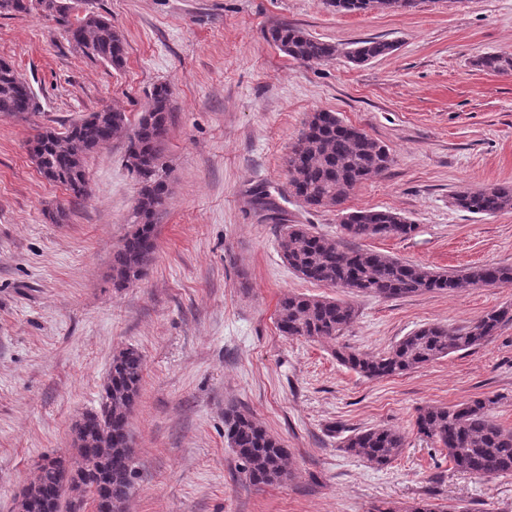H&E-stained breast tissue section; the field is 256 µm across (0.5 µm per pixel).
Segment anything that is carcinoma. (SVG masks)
<instances>
[{
    "label": "carcinoma",
    "mask_w": 512,
    "mask_h": 512,
    "mask_svg": "<svg viewBox=\"0 0 512 512\" xmlns=\"http://www.w3.org/2000/svg\"><path fill=\"white\" fill-rule=\"evenodd\" d=\"M0 0V15L35 13L51 19L66 34L68 43L93 63L119 67L124 61V35L104 15L89 11L74 16L75 2L59 0ZM338 12L404 11L416 0H329ZM270 40L294 60L324 62L340 54L331 43L298 27L284 25L270 32ZM392 42L362 40L345 52L355 64L386 56ZM475 66L493 73L512 72V56L486 54ZM173 92L168 84L154 87L146 111L133 136L127 139L126 163L139 182L132 213L133 230L112 253V286L126 288L142 280L158 251L155 218L169 199L167 171L161 146L168 135ZM32 92L14 68L0 62V112L17 115L32 111ZM126 130L125 113L104 108L71 124L63 132L44 128L35 136L32 160L48 181L63 186L80 199L91 192L86 158ZM389 149L362 129L347 124L329 111L310 113L286 165L292 194L313 209L342 204L355 187L383 174L391 165ZM455 207L476 215L512 211V185L464 187L452 194ZM344 233L362 240L375 236L405 238L414 231L406 218L390 210L341 212ZM284 261L302 279L351 295L373 294L397 298L431 291L459 292L465 288L511 287L512 266L483 264L440 272L402 262L368 249H347L314 234L307 224H288L280 237ZM355 306L345 300L289 294L279 303L277 329L285 337L334 340L356 320ZM512 322V310L503 307L477 321L450 331L441 324L424 325L403 337L389 351L367 355L343 346L336 358L369 379L405 374L451 353L476 348ZM144 358L126 347L112 355L98 410L83 413L72 427L71 449L51 454L50 464L14 499V512H75L77 502L91 498L97 512H124L133 489L132 440L129 419L140 395ZM489 399H474L453 406H426L418 410L417 432L448 452L462 471L486 480L512 473V430L500 426L488 413ZM224 437L238 469L251 485L288 480L289 451L252 414L236 407L224 411ZM404 434L378 426L356 430L341 441L345 452L382 468L405 448ZM372 512H460L428 500L412 504L383 503Z\"/></svg>",
    "instance_id": "1"
}]
</instances>
